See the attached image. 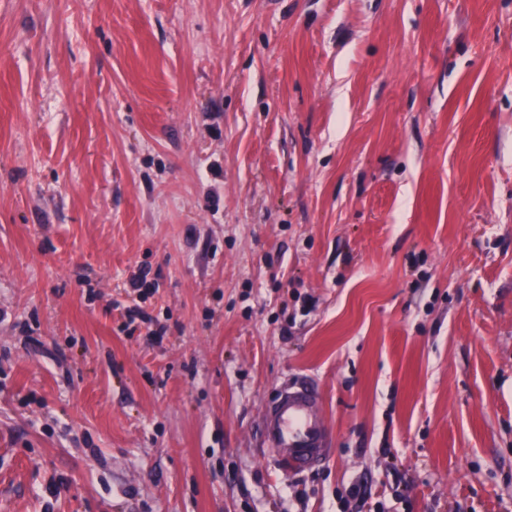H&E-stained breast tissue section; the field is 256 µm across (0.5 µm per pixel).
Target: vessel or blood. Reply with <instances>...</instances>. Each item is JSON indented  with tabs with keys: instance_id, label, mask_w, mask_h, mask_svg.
Masks as SVG:
<instances>
[{
	"instance_id": "b4317fda",
	"label": "vessel or blood",
	"mask_w": 512,
	"mask_h": 512,
	"mask_svg": "<svg viewBox=\"0 0 512 512\" xmlns=\"http://www.w3.org/2000/svg\"><path fill=\"white\" fill-rule=\"evenodd\" d=\"M264 448L287 470L301 472L322 466L330 457L328 424L317 384L304 379L283 388L266 404L261 419Z\"/></svg>"
}]
</instances>
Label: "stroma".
Wrapping results in <instances>:
<instances>
[{"label":"stroma","mask_w":512,"mask_h":512,"mask_svg":"<svg viewBox=\"0 0 512 512\" xmlns=\"http://www.w3.org/2000/svg\"><path fill=\"white\" fill-rule=\"evenodd\" d=\"M364 501L512 512V0H0V512ZM264 448L289 471L301 472L322 466L330 457L328 424L317 384L303 379L283 388L265 405L261 419Z\"/></svg>","instance_id":"obj_1"}]
</instances>
